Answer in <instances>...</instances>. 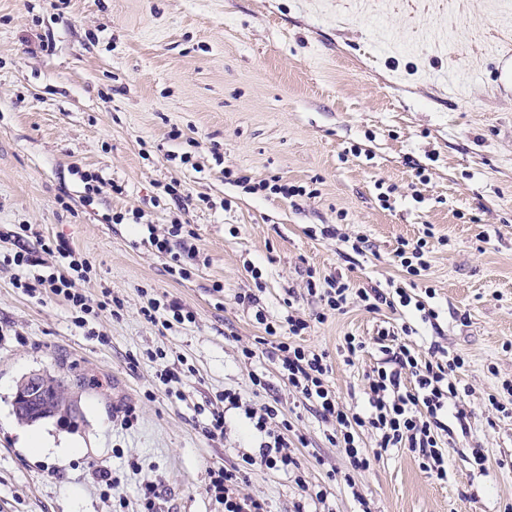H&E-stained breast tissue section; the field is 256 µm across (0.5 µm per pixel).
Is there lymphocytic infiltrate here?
I'll use <instances>...</instances> for the list:
<instances>
[{
    "mask_svg": "<svg viewBox=\"0 0 512 512\" xmlns=\"http://www.w3.org/2000/svg\"><path fill=\"white\" fill-rule=\"evenodd\" d=\"M55 251L60 258L59 266L37 275L32 280L37 286L63 298L85 316L95 317L117 307L111 292H104L102 300L93 304L77 291L76 281L84 279L91 268L87 258L62 241L56 244ZM6 261L14 266L15 281L21 288L32 282L27 280V272L43 264L40 256L26 248L7 256ZM305 288L309 296L319 298L330 312L343 311L355 299L373 312L384 307L412 308L421 312L422 322L432 323L438 318L435 310L425 308L403 288L356 289L343 275L319 279L312 273L307 276ZM236 302L251 311L256 323L263 325L266 335L271 337L267 357L287 380L294 402L314 407L320 420L329 424L330 440L341 449L350 465L349 473L343 476L345 483H352L354 473L370 469L384 454L401 448L418 455L424 472L438 480H447L446 440L453 437L455 430L470 428L471 412L461 403L469 391L459 377L466 364L462 355L434 344L428 356H420L407 341L415 329L406 322L397 329H380L374 341L381 359L365 373L360 400L348 405L329 383L332 372L329 355L306 349L300 342L301 336L311 328L308 319L292 308L283 323L269 321L259 296L250 291L238 294ZM230 409L241 410L260 434L259 450L246 457L244 464L210 467L207 492L223 504L224 512H271L266 497L245 492L247 470L260 466L295 475L301 464L294 449L304 444L305 438L285 417L279 399L256 408L232 389L225 390L222 407L212 409L205 426L208 436L223 435L226 412ZM366 431L374 437L370 449L365 448L361 438Z\"/></svg>",
    "mask_w": 512,
    "mask_h": 512,
    "instance_id": "1",
    "label": "lymphocytic infiltrate"
}]
</instances>
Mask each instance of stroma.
<instances>
[{
    "mask_svg": "<svg viewBox=\"0 0 512 512\" xmlns=\"http://www.w3.org/2000/svg\"><path fill=\"white\" fill-rule=\"evenodd\" d=\"M503 53L512 54V0H369L365 11L359 0H0V512H113L115 497L91 472L127 459L139 469L115 496L129 506L159 482L161 512H223L206 491L209 467L240 463L260 439L239 410L227 413L224 437L204 426L224 390L250 395L254 372L271 385L261 402L279 398L305 437L303 476L333 512H353L355 489L371 512L512 507V418L487 412L492 397L512 408L502 388L512 379V67ZM174 127L182 138L169 139ZM226 167L318 195L248 194L225 181ZM87 173L101 180L96 195L85 191ZM173 181L190 196L184 209L154 207ZM136 212L161 235L174 218L190 221L189 278L169 274L170 257L144 242ZM22 224L26 248L62 239L88 258L78 290L93 303L110 290L118 314L80 325L63 299L14 287L2 260ZM428 225L430 267L413 278L394 251ZM358 237L364 255L344 262ZM308 268L358 288L434 289L440 317L430 326L411 316L410 341L423 355L436 341L467 358L473 412L447 450V480L422 472L404 448L348 488V462L325 425L294 407L267 357L244 358L264 330L235 297L258 285L269 320H282L291 298L313 318L300 342L329 354L343 400L362 386L379 357L371 341L396 316L353 302L316 322ZM217 282L223 292H213ZM163 296L193 322H147L141 307ZM350 335L369 343L352 365L340 355ZM179 358L189 372L174 398L156 373ZM33 373L63 380L80 418L18 422L16 386ZM130 409L137 419L122 427ZM35 432L76 455L35 456L24 444ZM247 489L272 512H293L302 495L287 475L259 468Z\"/></svg>",
    "mask_w": 512,
    "mask_h": 512,
    "instance_id": "stroma-1",
    "label": "stroma"
}]
</instances>
